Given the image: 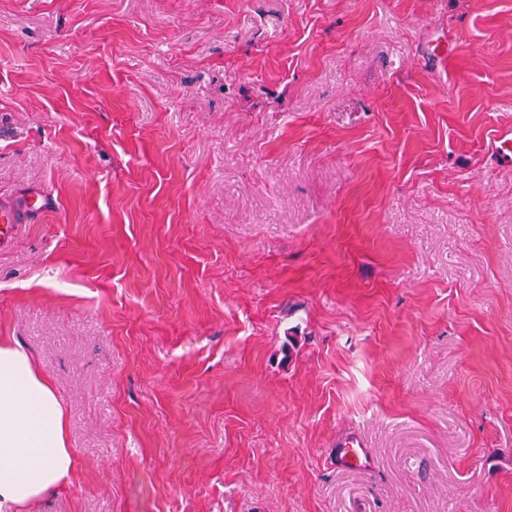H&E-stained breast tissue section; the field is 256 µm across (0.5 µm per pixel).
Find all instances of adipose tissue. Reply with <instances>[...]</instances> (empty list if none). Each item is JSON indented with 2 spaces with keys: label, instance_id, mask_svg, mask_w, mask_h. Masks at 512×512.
<instances>
[{
  "label": "adipose tissue",
  "instance_id": "ef3b65f1",
  "mask_svg": "<svg viewBox=\"0 0 512 512\" xmlns=\"http://www.w3.org/2000/svg\"><path fill=\"white\" fill-rule=\"evenodd\" d=\"M76 457L64 409L21 345L0 340V512H18L70 482Z\"/></svg>",
  "mask_w": 512,
  "mask_h": 512
}]
</instances>
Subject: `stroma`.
I'll return each instance as SVG.
<instances>
[{
    "label": "stroma",
    "instance_id": "obj_1",
    "mask_svg": "<svg viewBox=\"0 0 512 512\" xmlns=\"http://www.w3.org/2000/svg\"><path fill=\"white\" fill-rule=\"evenodd\" d=\"M503 127L512 0H0L30 512H512ZM490 156L500 163L512 162V128L508 127L498 132L488 146ZM52 199L44 194L28 195L21 206H0V248L11 245L17 236L19 224L28 213L44 211L52 207ZM76 463L48 377L21 345L0 340V512L63 488ZM362 454V444L358 439L339 442L336 445V464L343 467L357 465Z\"/></svg>",
    "mask_w": 512,
    "mask_h": 512
}]
</instances>
